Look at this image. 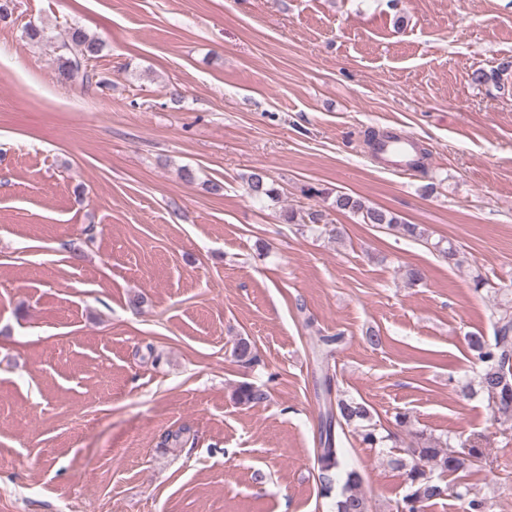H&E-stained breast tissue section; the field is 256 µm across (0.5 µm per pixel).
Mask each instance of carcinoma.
<instances>
[{"label":"carcinoma","instance_id":"1","mask_svg":"<svg viewBox=\"0 0 512 512\" xmlns=\"http://www.w3.org/2000/svg\"><path fill=\"white\" fill-rule=\"evenodd\" d=\"M105 48L103 40L89 33L80 25L69 27L66 37L57 45V72L60 80L69 86H76L84 92H92L102 85L92 62L99 58ZM247 194L262 202L276 197V189L267 181V175L255 170L244 177ZM336 209L362 216L366 224H378L398 229L403 234L420 239L425 232L417 224H407L392 213L367 206L363 200L349 194H339L335 199ZM493 338L480 334L466 337L467 346L474 352V358L480 365L477 374L480 391L487 395L492 403L495 418L512 420V306L501 305L490 317ZM233 355L237 361L250 364L256 355L252 343L240 338L235 343ZM327 395H332L331 378H325ZM335 407L328 408L321 432V448L317 455L322 476H327L340 466L342 448L335 437L333 427L352 426L362 444L371 448L391 439V435H382L377 424L371 423L370 409L364 401L346 398L336 393ZM238 403L251 405L261 403L268 398V391L251 383L239 385L234 393ZM407 458L396 457L392 463L404 471L409 486L396 512H424L425 504L442 496L448 489L443 478L463 471L482 457V451L475 445H461L459 450H450L448 446L432 437L419 434L413 445L404 449ZM455 496L465 504V512H486L483 500L470 496L469 488L455 485ZM336 512H369L368 501L360 491V477L352 472L348 476L341 498L336 502Z\"/></svg>","mask_w":512,"mask_h":512}]
</instances>
